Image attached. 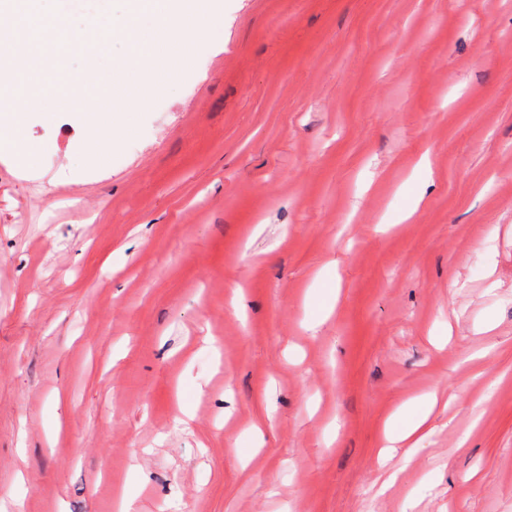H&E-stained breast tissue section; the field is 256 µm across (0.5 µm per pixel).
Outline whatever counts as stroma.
<instances>
[{"label": "stroma", "instance_id": "1", "mask_svg": "<svg viewBox=\"0 0 512 512\" xmlns=\"http://www.w3.org/2000/svg\"><path fill=\"white\" fill-rule=\"evenodd\" d=\"M191 73L0 129V512H512V0H226ZM436 403V393L429 392L408 400L396 409L387 422L385 456L391 455L395 448L406 446L411 449L406 454L404 463L410 461V453L419 448L428 434L426 422Z\"/></svg>", "mask_w": 512, "mask_h": 512}]
</instances>
